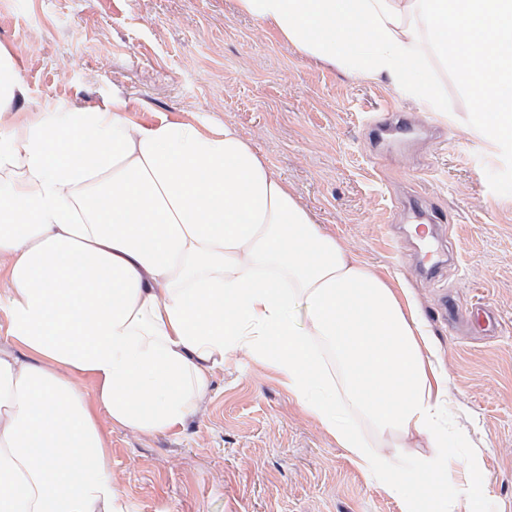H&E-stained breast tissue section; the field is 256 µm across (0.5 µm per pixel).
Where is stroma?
<instances>
[{"label": "stroma", "instance_id": "1", "mask_svg": "<svg viewBox=\"0 0 512 512\" xmlns=\"http://www.w3.org/2000/svg\"><path fill=\"white\" fill-rule=\"evenodd\" d=\"M0 43L33 100L119 91L138 125L235 126L316 223L410 290L448 375V422L483 455L486 512H512V156L492 157L451 68L434 66L444 121L286 48L234 0H0ZM480 312L495 330L475 329ZM98 422L129 512L402 510L245 354L213 370L177 432Z\"/></svg>", "mask_w": 512, "mask_h": 512}]
</instances>
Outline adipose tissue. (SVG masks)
Here are the masks:
<instances>
[{
  "instance_id": "1",
  "label": "adipose tissue",
  "mask_w": 512,
  "mask_h": 512,
  "mask_svg": "<svg viewBox=\"0 0 512 512\" xmlns=\"http://www.w3.org/2000/svg\"><path fill=\"white\" fill-rule=\"evenodd\" d=\"M236 2L305 56L444 113L438 56L492 154L512 152V0ZM133 109L118 92L91 107L31 103L0 43V310L22 350L0 351V512H128L96 409L127 429L176 430L241 351L402 512H448L433 474L462 475L466 512H485L483 458L448 433V377L414 301L316 224L237 128L205 116L145 127ZM360 419L435 454L396 467Z\"/></svg>"
}]
</instances>
